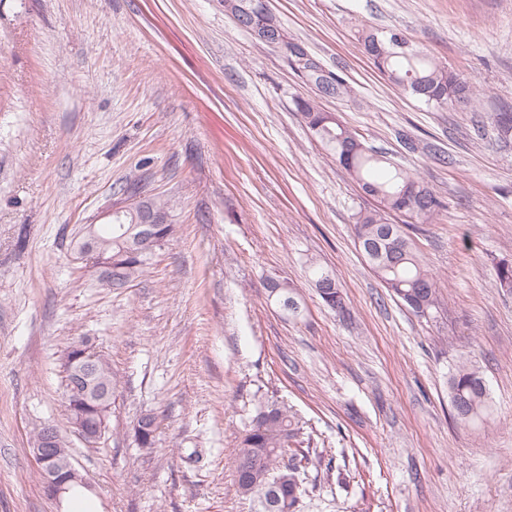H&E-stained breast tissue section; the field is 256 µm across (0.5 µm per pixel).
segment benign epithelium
I'll use <instances>...</instances> for the list:
<instances>
[{"instance_id": "benign-epithelium-1", "label": "benign epithelium", "mask_w": 512, "mask_h": 512, "mask_svg": "<svg viewBox=\"0 0 512 512\" xmlns=\"http://www.w3.org/2000/svg\"><path fill=\"white\" fill-rule=\"evenodd\" d=\"M224 10L244 28L248 29L258 40L265 44H278L285 40L282 30L276 25L269 11L267 0H254L250 7H245L239 0H224ZM168 223V214L144 209L140 213L139 223L130 227L135 239L144 247V252H151L157 245L155 230L160 224ZM98 235L95 229L86 233L82 244V255L94 257L92 267L100 280L112 285V260L97 257ZM95 351L91 344L85 342L77 353L67 357L66 374L69 386L64 399L69 414L72 432L85 445L93 447L99 443L108 430L107 419L112 407V392L104 388L97 393L89 389L88 379L95 373ZM40 445L31 448L49 493L54 497L66 494L71 485L87 486L84 477L71 461L66 448L55 447V438L59 434L57 427L44 423L39 427Z\"/></svg>"}]
</instances>
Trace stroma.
I'll return each instance as SVG.
<instances>
[{
  "mask_svg": "<svg viewBox=\"0 0 512 512\" xmlns=\"http://www.w3.org/2000/svg\"><path fill=\"white\" fill-rule=\"evenodd\" d=\"M351 97H318L284 50L223 0H0V512H65L30 453L53 423L100 512H259L232 461L265 407L295 414L331 476L307 468L299 512H512V0H269ZM393 30L480 94L439 108L391 84L363 28ZM316 101L417 173L441 206L401 225L440 284L431 319L367 264L354 225L375 209L309 130ZM168 204L174 235L124 288L72 250L130 186ZM332 272L346 310L318 295ZM303 303L285 314L268 290ZM87 339L117 386L96 447L72 435L65 354ZM468 359L492 405L454 417ZM155 415V444L133 425ZM269 288L283 310L288 312V315L297 317L300 314L301 305L295 298L294 291L288 282L272 281Z\"/></svg>",
  "mask_w": 512,
  "mask_h": 512,
  "instance_id": "35a3bbf8",
  "label": "stroma"
}]
</instances>
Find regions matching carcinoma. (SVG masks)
Masks as SVG:
<instances>
[{
  "instance_id": "cac0c4a2",
  "label": "carcinoma",
  "mask_w": 512,
  "mask_h": 512,
  "mask_svg": "<svg viewBox=\"0 0 512 512\" xmlns=\"http://www.w3.org/2000/svg\"><path fill=\"white\" fill-rule=\"evenodd\" d=\"M396 33L365 29L360 41L365 54L388 80L428 104L455 106V99L469 100L475 109L478 94L455 73L433 58L414 50L401 54L391 50L389 42ZM302 78L320 93L331 97L348 94L345 81L331 71L307 62ZM297 110L309 128L329 147L336 161L350 172L362 190L376 197L378 207L361 214L355 235L363 255L374 272L393 295L413 314L432 315L439 303V282L416 252L401 226L388 222L387 215L400 213L409 218L430 219L440 208L437 195L411 170L367 147L358 134L349 130L309 101L299 99ZM133 222L130 214L112 215V224L96 227L101 247L112 258V282L126 287L143 273L147 257L135 258L134 243L124 236L122 227ZM315 288L320 297L336 311L345 310L340 287L329 271L311 267ZM496 285L512 291V263H503L496 271ZM270 292L283 310L296 317L301 305L286 282L273 281ZM448 390L455 418L474 423L486 418L489 401L486 384L480 373L462 363L450 375ZM301 428L296 417L285 407H271L259 413L253 427L246 431L234 459L238 492L246 497H276L262 512H297L307 489L301 473L315 462L332 469L324 456L311 459L310 449L303 447Z\"/></svg>"
}]
</instances>
